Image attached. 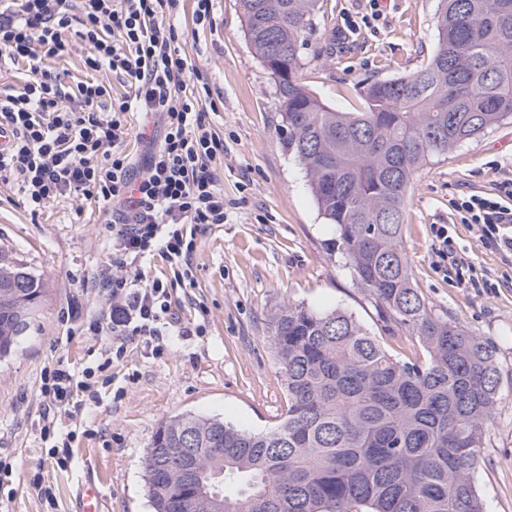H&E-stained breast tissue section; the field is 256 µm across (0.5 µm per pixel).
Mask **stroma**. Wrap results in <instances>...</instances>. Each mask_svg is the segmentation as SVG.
Masks as SVG:
<instances>
[{"label":"stroma","instance_id":"35a3bbf8","mask_svg":"<svg viewBox=\"0 0 512 512\" xmlns=\"http://www.w3.org/2000/svg\"><path fill=\"white\" fill-rule=\"evenodd\" d=\"M437 4L381 0L382 20L350 35L346 19L365 13L366 0H324L302 54L303 82L337 111H355L362 81L401 76L430 54ZM192 13V0H183L179 45L222 103L206 120L224 135L217 173L226 219L198 237L193 286L176 281L175 264L158 256L143 271L167 286L182 320L206 309L204 333L167 337L158 357L148 354L144 338H127L123 356L108 370L111 382L97 387L98 402L67 423L76 432L70 467L52 466L38 427L41 376L60 361L96 365L110 343L89 323L111 304L95 273L111 258L112 230L95 201L66 197L34 214L16 185L0 180V251L23 260L48 290L34 326L0 362V455L14 463L10 481L0 487L7 512H78L80 489L89 483L102 495L103 512H151L142 460L160 422L196 415L247 431L276 425L287 398L269 326L287 302L345 310L396 357L424 355L410 332L384 330L343 259L329 257L325 244L335 229L320 216L302 165L282 147L274 86L244 38L236 0H212V23L204 28L194 25ZM508 178L510 121L425 168L402 226L421 297L495 350L501 398L475 474L487 512H512V256L462 223L455 204L465 193H496ZM437 224L447 225L469 268L449 270L439 257ZM36 474L52 487L55 506L33 487Z\"/></svg>","mask_w":512,"mask_h":512}]
</instances>
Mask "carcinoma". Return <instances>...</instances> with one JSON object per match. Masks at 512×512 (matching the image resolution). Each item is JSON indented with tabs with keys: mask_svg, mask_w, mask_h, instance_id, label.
I'll use <instances>...</instances> for the list:
<instances>
[{
	"mask_svg": "<svg viewBox=\"0 0 512 512\" xmlns=\"http://www.w3.org/2000/svg\"><path fill=\"white\" fill-rule=\"evenodd\" d=\"M237 5L276 87L283 147L335 226L329 255L345 259L388 329L418 337L426 359L391 355L341 309L284 305L270 336L284 417L259 432L192 415L160 424L143 462L153 512H485L475 471L501 396L495 352L414 288L401 224L421 170L512 120V0H440L426 61L364 83L357 112L325 104L299 73L320 0ZM45 298L42 280L1 253L0 360ZM189 451L218 496L189 491Z\"/></svg>",
	"mask_w": 512,
	"mask_h": 512,
	"instance_id": "carcinoma-1",
	"label": "carcinoma"
}]
</instances>
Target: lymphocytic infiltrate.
I'll return each instance as SVG.
<instances>
[{"instance_id": "f902f5d3", "label": "lymphocytic infiltrate", "mask_w": 512, "mask_h": 512, "mask_svg": "<svg viewBox=\"0 0 512 512\" xmlns=\"http://www.w3.org/2000/svg\"><path fill=\"white\" fill-rule=\"evenodd\" d=\"M178 0H0V55L23 66L26 78L15 93L0 97V126L13 140L0 153V177L17 181L23 202L38 212L63 197L102 201L112 211V261L97 278L112 306L107 324L146 336L160 355L171 332L194 333L192 322L175 317L162 281L144 280V260L161 255L180 264L192 280L198 232L223 223L224 189L214 164L224 156V138L206 120L218 111L208 83L191 87L195 67L177 43L173 17ZM84 44V67L111 71L126 87L111 99L107 85L87 80L64 92L49 66L68 55L65 32ZM160 115L164 133L150 141L142 171L126 150L128 113ZM456 208L497 250L512 254V179L493 195L467 194ZM123 344L110 343L97 367L80 370L59 363L42 378L40 434L52 443L48 459L66 468L73 437L62 418L97 398L96 374L107 369Z\"/></svg>"}]
</instances>
